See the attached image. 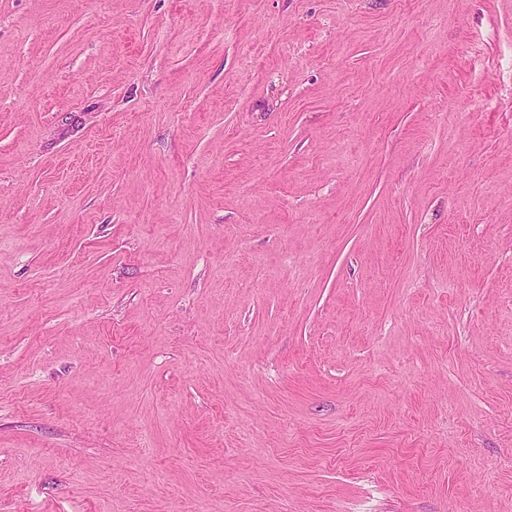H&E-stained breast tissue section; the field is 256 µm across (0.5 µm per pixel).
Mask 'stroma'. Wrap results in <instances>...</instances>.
I'll return each mask as SVG.
<instances>
[{"mask_svg": "<svg viewBox=\"0 0 512 512\" xmlns=\"http://www.w3.org/2000/svg\"><path fill=\"white\" fill-rule=\"evenodd\" d=\"M0 512H512V0H0Z\"/></svg>", "mask_w": 512, "mask_h": 512, "instance_id": "stroma-1", "label": "stroma"}]
</instances>
